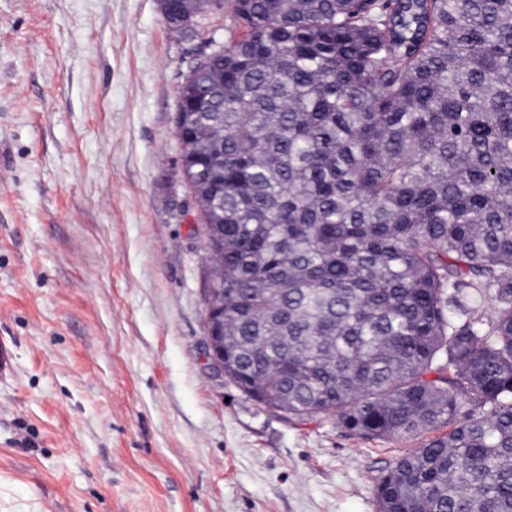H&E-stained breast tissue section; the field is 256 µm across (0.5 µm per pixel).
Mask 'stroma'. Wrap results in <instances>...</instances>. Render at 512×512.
I'll return each mask as SVG.
<instances>
[{"instance_id":"35a3bbf8","label":"stroma","mask_w":512,"mask_h":512,"mask_svg":"<svg viewBox=\"0 0 512 512\" xmlns=\"http://www.w3.org/2000/svg\"><path fill=\"white\" fill-rule=\"evenodd\" d=\"M232 25L0 0V512H377L420 444L281 418L208 364L175 115Z\"/></svg>"}]
</instances>
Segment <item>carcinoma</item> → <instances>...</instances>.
Segmentation results:
<instances>
[{
  "instance_id": "obj_1",
  "label": "carcinoma",
  "mask_w": 512,
  "mask_h": 512,
  "mask_svg": "<svg viewBox=\"0 0 512 512\" xmlns=\"http://www.w3.org/2000/svg\"><path fill=\"white\" fill-rule=\"evenodd\" d=\"M159 5L186 29L224 0ZM232 9L175 117L224 377L284 417L434 433L378 512H512V0Z\"/></svg>"
}]
</instances>
